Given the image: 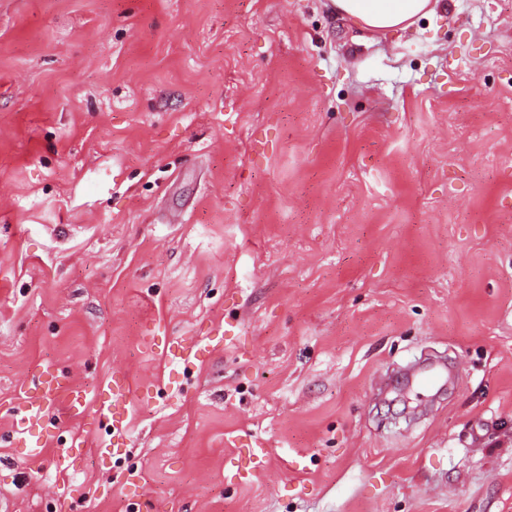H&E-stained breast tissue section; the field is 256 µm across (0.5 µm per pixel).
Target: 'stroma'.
Here are the masks:
<instances>
[{
  "label": "stroma",
  "instance_id": "35a3bbf8",
  "mask_svg": "<svg viewBox=\"0 0 512 512\" xmlns=\"http://www.w3.org/2000/svg\"><path fill=\"white\" fill-rule=\"evenodd\" d=\"M0 0V491L14 512H512V0ZM224 342L169 384L148 344ZM133 388L124 445L33 363ZM450 377L415 382L417 366ZM266 448L251 483L241 449ZM330 4L337 16L374 32L407 30L442 7L441 0H330ZM31 379L19 386L24 398L23 416L17 433L32 460L42 457L46 443L54 438L53 424L57 408L63 404L75 415L90 413L92 419L110 430V443L100 448L101 453L111 454V446H119L125 437V421L130 387L124 374L115 370L99 387L92 401L88 395L62 379L50 366L36 364L30 369ZM123 485L129 500L134 501L138 505L137 509L139 511L151 512L154 510L150 500L143 493V477L141 474H130Z\"/></svg>",
  "mask_w": 512,
  "mask_h": 512
}]
</instances>
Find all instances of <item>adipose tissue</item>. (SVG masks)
<instances>
[{"mask_svg": "<svg viewBox=\"0 0 512 512\" xmlns=\"http://www.w3.org/2000/svg\"><path fill=\"white\" fill-rule=\"evenodd\" d=\"M337 16L374 32L406 30L422 18L436 15L441 0H330Z\"/></svg>", "mask_w": 512, "mask_h": 512, "instance_id": "ef3b65f1", "label": "adipose tissue"}]
</instances>
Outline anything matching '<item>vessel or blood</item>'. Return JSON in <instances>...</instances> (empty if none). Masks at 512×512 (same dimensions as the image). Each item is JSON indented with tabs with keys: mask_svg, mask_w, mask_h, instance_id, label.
I'll return each instance as SVG.
<instances>
[{
	"mask_svg": "<svg viewBox=\"0 0 512 512\" xmlns=\"http://www.w3.org/2000/svg\"><path fill=\"white\" fill-rule=\"evenodd\" d=\"M151 344L163 356L185 369L198 362L205 351V339L173 342L158 336L152 337ZM31 378L23 382L19 391L24 398L23 415L18 433L30 459H40L46 443L54 437V416L58 407H65L75 415L91 414L93 420L110 430L112 441L125 436V421L129 402L130 387L121 372L112 375L100 386L96 397L88 395L62 379L50 366L37 364L30 369ZM249 464L239 470L236 477L246 482L258 474L265 466L268 451L264 448H251L247 451ZM124 488L139 512H152V505L143 493L141 475H130Z\"/></svg>",
	"mask_w": 512,
	"mask_h": 512,
	"instance_id": "obj_1",
	"label": "vessel or blood"
}]
</instances>
